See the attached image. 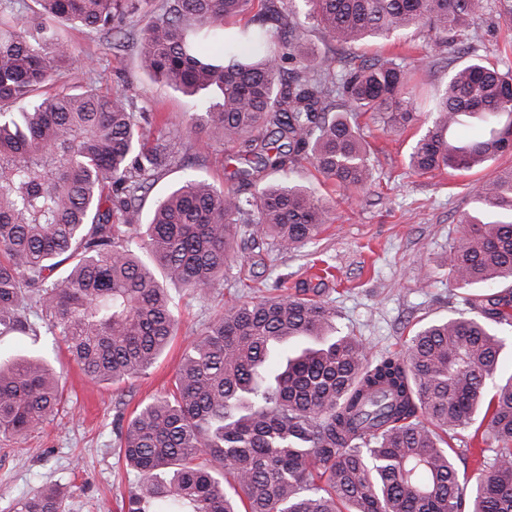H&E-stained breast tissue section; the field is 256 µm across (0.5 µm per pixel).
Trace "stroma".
Returning a JSON list of instances; mask_svg holds the SVG:
<instances>
[{"instance_id": "1", "label": "stroma", "mask_w": 512, "mask_h": 512, "mask_svg": "<svg viewBox=\"0 0 512 512\" xmlns=\"http://www.w3.org/2000/svg\"><path fill=\"white\" fill-rule=\"evenodd\" d=\"M292 21L309 56L368 59L400 53L432 88L446 83L460 62L453 51L438 61L425 49L408 48L402 36L343 48L327 43L303 14L293 15ZM62 33L74 60L57 72L58 84L122 93L140 111L164 113L169 118L165 136L176 148L185 149L193 167L217 187H234L232 173L238 163L232 148L215 144L199 153L186 149L181 122L199 104L140 70L136 46L117 49L112 36L103 31L66 26ZM472 34L470 45L482 59L512 66L511 20L495 16L476 21ZM426 129L419 123L397 136L372 130L367 149L376 181L358 194L333 190L309 162L299 164L297 182L332 196L334 223L313 243L275 255L266 265L243 254L233 263L223 288L172 287L180 299L179 329L147 375L114 384L93 381L70 358L61 337L16 332L0 336L1 362L23 351L42 355L57 373L66 398L58 413L29 431L23 442L0 437V512H14L17 500L46 483L62 486L64 512H124L123 498L135 476L118 455L116 419L131 417L141 405L171 390L188 342L225 303L251 299L252 278L271 283L284 275L289 287L310 288L317 261L327 260L334 277L326 281L324 296L336 308V324L361 337L372 357L403 349L417 328L457 313L461 291L448 275L450 248L465 233L462 218L473 208L474 188L512 168V153L476 171L406 175L408 155Z\"/></svg>"}]
</instances>
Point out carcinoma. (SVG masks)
I'll return each mask as SVG.
<instances>
[{
  "label": "carcinoma",
  "instance_id": "carcinoma-1",
  "mask_svg": "<svg viewBox=\"0 0 512 512\" xmlns=\"http://www.w3.org/2000/svg\"><path fill=\"white\" fill-rule=\"evenodd\" d=\"M260 2L261 19L228 26ZM324 39L355 47L409 33L440 55L471 39L502 0H165L140 29L151 78L208 103L185 123L204 147L235 149L237 188L184 172L148 213L162 173L185 159L132 100L48 85L72 47L51 21L123 34L148 0H32L0 10V335L60 336L90 379L146 374L178 328L167 285L224 287L247 249L271 256L312 242L333 221L331 198L293 179L308 160L336 188L374 182L361 115L395 133L431 122L409 154L418 175L469 172L512 150V66L473 60L439 93L412 94L405 59L356 64L323 56L283 79L300 45L296 2ZM469 231L449 274L473 293L457 317L414 332L399 354L370 360L336 326L323 289L224 305L186 349L173 390L117 435L136 473L126 512H512V374L500 377L512 327V169L474 191ZM141 240L146 256L133 250ZM474 312L470 316L467 311ZM63 403L40 356L0 366V434L22 440ZM490 416L496 444L472 487L444 436ZM470 503L469 510L464 504ZM17 512H63L41 487Z\"/></svg>",
  "mask_w": 512,
  "mask_h": 512
}]
</instances>
